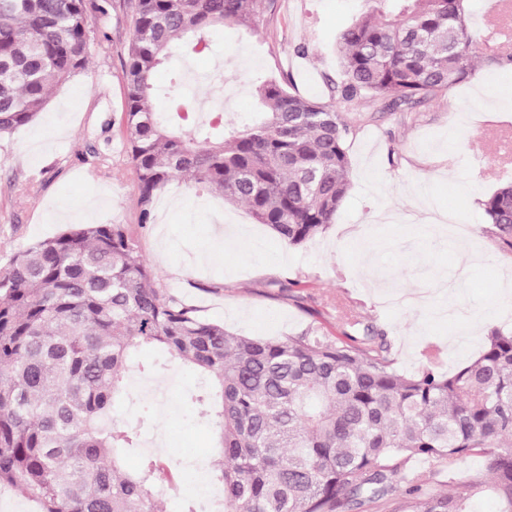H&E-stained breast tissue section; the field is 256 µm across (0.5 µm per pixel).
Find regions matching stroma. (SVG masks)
I'll return each instance as SVG.
<instances>
[{"instance_id":"stroma-1","label":"stroma","mask_w":512,"mask_h":512,"mask_svg":"<svg viewBox=\"0 0 512 512\" xmlns=\"http://www.w3.org/2000/svg\"><path fill=\"white\" fill-rule=\"evenodd\" d=\"M366 7V0H275L253 28L219 31L209 55L173 49L158 81L201 72L186 94L236 126L261 120L256 86L286 73L302 94L337 102L344 80L338 39ZM106 8L107 16L92 18L86 70L56 87L32 123L0 137V267L68 224H125L159 288L245 336L336 328L348 313L382 339L397 369L416 370L420 345L434 341L446 347L445 369L454 370L490 330L512 329V302L498 290L512 257L496 247L483 206L512 182V111L470 105L482 88L512 93L511 70L481 67L413 117L385 112L353 123L350 190L335 224L301 247L253 223L244 207L181 180L158 190L155 221L143 227L121 125L131 2L108 0ZM458 129L463 141L452 152L448 133ZM427 197L465 228L480 268L465 271L446 238L425 233ZM61 206L69 223L57 219ZM296 279L301 287L286 289ZM197 384V375L173 365L153 381L166 397L136 393L116 410L134 420L152 405L145 440L162 441L163 456L185 450L203 469L213 458L212 428L181 404Z\"/></svg>"}]
</instances>
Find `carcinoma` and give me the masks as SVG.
I'll use <instances>...</instances> for the list:
<instances>
[{
	"mask_svg": "<svg viewBox=\"0 0 512 512\" xmlns=\"http://www.w3.org/2000/svg\"><path fill=\"white\" fill-rule=\"evenodd\" d=\"M466 0H371L340 35L338 96L360 112H413L512 51L477 41ZM493 21L512 30V0ZM274 0H134L123 123L138 185L139 224L156 192L182 179L242 204L255 223L299 247L336 221L350 188L349 126L335 105L299 94L290 75L256 88L262 121L201 118L195 102L155 83L172 46L204 53L219 26L250 28ZM87 0H0V134L31 123L51 90L88 65ZM167 107L160 118L154 102ZM512 254V184L484 208ZM366 332L251 337L201 317L155 286L125 224H87L44 239L0 268V486L40 512H163L165 468L143 454L146 412L112 415L133 376L169 364L205 385L184 395L217 436L204 471L174 452L182 487L171 512H198L201 485L223 488L216 512H473L489 487L512 512V332L492 331L455 372L429 342L399 371ZM162 360L141 356L144 349ZM479 456L452 491L425 493L412 462Z\"/></svg>",
	"mask_w": 512,
	"mask_h": 512,
	"instance_id": "obj_1",
	"label": "carcinoma"
}]
</instances>
